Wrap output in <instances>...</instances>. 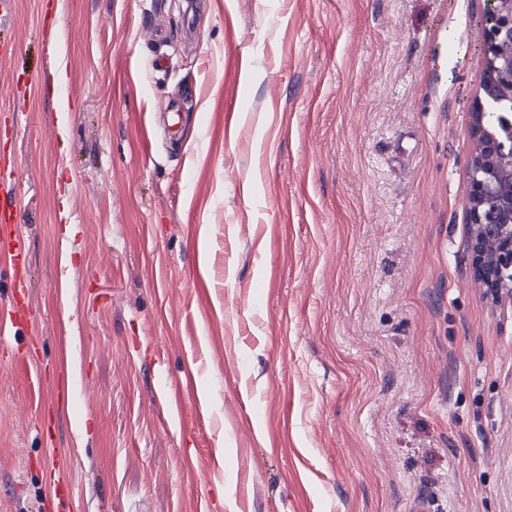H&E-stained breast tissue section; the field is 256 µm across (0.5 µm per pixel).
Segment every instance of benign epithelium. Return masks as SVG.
<instances>
[{
  "instance_id": "7a95c632",
  "label": "benign epithelium",
  "mask_w": 512,
  "mask_h": 512,
  "mask_svg": "<svg viewBox=\"0 0 512 512\" xmlns=\"http://www.w3.org/2000/svg\"><path fill=\"white\" fill-rule=\"evenodd\" d=\"M478 25L482 78L470 112L465 222L471 271L486 298L512 297V0H487Z\"/></svg>"
}]
</instances>
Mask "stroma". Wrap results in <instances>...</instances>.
<instances>
[{"label": "stroma", "instance_id": "stroma-1", "mask_svg": "<svg viewBox=\"0 0 512 512\" xmlns=\"http://www.w3.org/2000/svg\"><path fill=\"white\" fill-rule=\"evenodd\" d=\"M46 2L0 0V512H512L486 0ZM477 36L482 78L470 112L465 222L472 276L498 302L512 297V0H487ZM3 265L12 271V298L16 299L19 292H25L28 288L25 239L18 230L8 242L0 243V267Z\"/></svg>", "mask_w": 512, "mask_h": 512}]
</instances>
